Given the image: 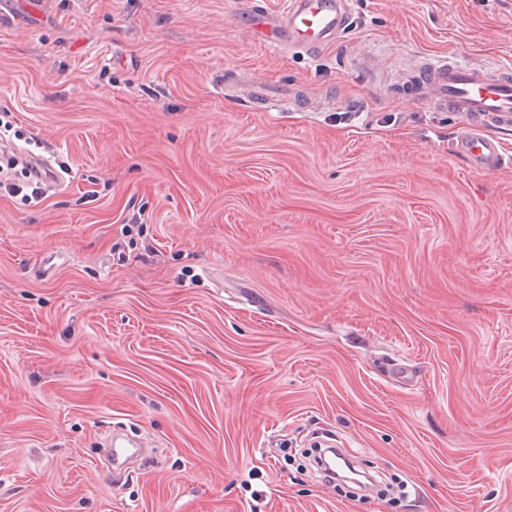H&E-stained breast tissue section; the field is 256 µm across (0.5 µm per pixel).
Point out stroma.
<instances>
[{
  "label": "stroma",
  "mask_w": 512,
  "mask_h": 512,
  "mask_svg": "<svg viewBox=\"0 0 512 512\" xmlns=\"http://www.w3.org/2000/svg\"><path fill=\"white\" fill-rule=\"evenodd\" d=\"M0 0V512H512V171L417 98V58L512 60V0ZM255 79L312 112L225 95ZM159 441L110 474L111 426ZM403 484L341 493L312 439ZM277 12H247L246 32L271 49L284 46L315 51L343 34L349 24L348 0H286ZM466 150L483 169L510 168L512 165V160L510 158L506 159L500 153L495 140L482 133H475L467 137ZM28 172L29 173H26V178H28L29 180H27L26 182L15 183L5 182L1 180L0 192L2 193L3 190L5 193L12 197H18L20 194H22L21 200H23L25 203L28 202L29 204L33 200L36 202L40 201V198H42V188L40 187L41 181L39 180L40 177L38 174L35 175L34 169L28 170ZM24 190H30V193H24Z\"/></svg>",
  "instance_id": "1"
}]
</instances>
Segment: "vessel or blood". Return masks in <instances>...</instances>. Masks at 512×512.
Segmentation results:
<instances>
[{
    "label": "vessel or blood",
    "mask_w": 512,
    "mask_h": 512,
    "mask_svg": "<svg viewBox=\"0 0 512 512\" xmlns=\"http://www.w3.org/2000/svg\"><path fill=\"white\" fill-rule=\"evenodd\" d=\"M349 24L348 0H286L277 12L248 13L246 32L253 42L271 49L285 46L315 51L343 34ZM419 100L438 112H451L473 127L466 150L482 168L511 167L495 140L481 127L512 125V65L489 69L483 62L462 63L455 57L423 59L416 65ZM245 100L266 110H301L293 93H278L265 82L251 81Z\"/></svg>",
    "instance_id": "obj_1"
}]
</instances>
